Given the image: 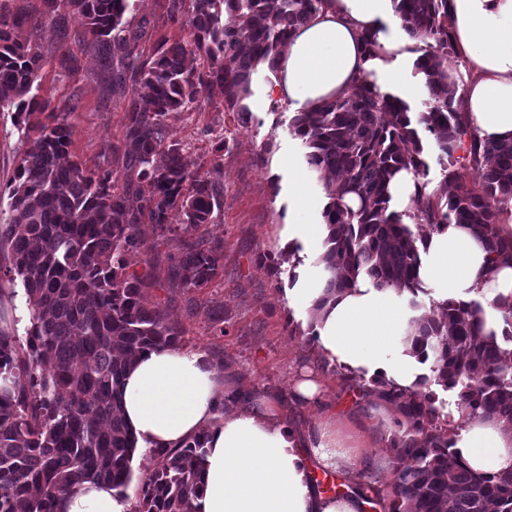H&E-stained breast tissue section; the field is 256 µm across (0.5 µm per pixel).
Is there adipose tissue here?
I'll return each mask as SVG.
<instances>
[{
    "label": "adipose tissue",
    "instance_id": "ef3b65f1",
    "mask_svg": "<svg viewBox=\"0 0 512 512\" xmlns=\"http://www.w3.org/2000/svg\"><path fill=\"white\" fill-rule=\"evenodd\" d=\"M449 12L469 71L459 107L478 139L512 140V0H450ZM395 24L391 0H329L291 38L265 96L309 111L346 94L360 76L390 89L400 79L399 61L413 57L417 46L409 35L390 37L387 30ZM368 31L378 35L370 50L362 41ZM420 248V279L435 297L467 301L485 293V329L500 331L505 310L512 308V264H491L485 243L464 224L431 233ZM318 297V290L304 282L292 301L313 312L323 355L397 386L416 387L424 369L410 345L394 340L401 325L395 290L361 282L320 311ZM280 410L271 398L235 406L204 354L172 347L138 355L121 386V411L138 447L174 448L207 433L193 512H367L364 494L349 489L326 496L311 472L321 468L349 475L364 467V450L375 437L372 424L354 428L325 418L299 431L282 422ZM454 451L475 472L511 470L512 429L495 421L469 422ZM59 512H129V503L110 484L85 481L64 495Z\"/></svg>",
    "mask_w": 512,
    "mask_h": 512
}]
</instances>
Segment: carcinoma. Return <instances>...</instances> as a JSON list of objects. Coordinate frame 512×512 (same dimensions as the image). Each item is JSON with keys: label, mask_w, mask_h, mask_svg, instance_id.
Returning <instances> with one entry per match:
<instances>
[{"label": "carcinoma", "mask_w": 512, "mask_h": 512, "mask_svg": "<svg viewBox=\"0 0 512 512\" xmlns=\"http://www.w3.org/2000/svg\"><path fill=\"white\" fill-rule=\"evenodd\" d=\"M191 2L188 35L162 39L145 53L150 21L126 18L131 0H40L20 18L0 0V109L15 112L21 154L10 183L8 212L0 211V282L23 289L32 311L26 342L0 330V375L28 382L0 389V512H57L60 496L87 480L112 485L124 497L133 478L136 440L120 406L123 378L143 351L182 343V328L157 306L144 303L147 278L129 272L140 249L136 228L156 224H211L218 186L195 174L191 155L166 143L165 121L188 112L203 95H224V109L251 120L244 103L253 80L275 75L281 48L327 0H168L175 22ZM402 29L420 41L415 70L429 97L413 105L357 80L347 94L289 121L293 139L319 174L328 227L315 265L325 278L317 307L364 279L379 289L408 292L418 310L424 237L468 224L483 239L492 262H512V238L501 236L498 205L512 200V141L482 142L455 106L457 79L448 56L457 52L448 0H391ZM53 25L61 43L73 38L101 60L109 98L128 112L126 173L84 168L70 150L67 103L42 117L46 105L33 92L46 63L38 32ZM30 27L20 40L15 30ZM207 70H190V56ZM439 152L441 178L429 171L424 134ZM464 155H456L457 151ZM480 169L467 182L460 169ZM413 173L412 205L394 209L390 182ZM221 246L185 241L178 277L202 288L219 270ZM438 316H414L403 343L430 362L432 377L406 389L374 376L356 385L399 418L390 440L394 478L372 482L373 503L385 512H512V470L486 475L460 463L453 450L463 425L448 420L439 394L455 391L467 420L512 427V309L502 339L483 329L485 306L471 299L433 302ZM206 433L177 448L153 451L156 464L141 487L137 512H191L199 494Z\"/></svg>", "instance_id": "carcinoma-1"}]
</instances>
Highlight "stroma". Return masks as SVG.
I'll list each match as a JSON object with an SVG mask.
<instances>
[{
  "label": "stroma",
  "instance_id": "1",
  "mask_svg": "<svg viewBox=\"0 0 512 512\" xmlns=\"http://www.w3.org/2000/svg\"><path fill=\"white\" fill-rule=\"evenodd\" d=\"M40 37L47 63L38 78L39 97L54 106L75 103L67 122L76 160L88 169L124 174L127 114L124 104L106 99L95 55L72 43L59 45L47 26ZM291 117L286 104L262 102L244 125L236 113L225 111L218 93L201 97L193 111L170 113L168 142L188 150L198 177L220 185V207L214 223L176 236L153 224L139 225L142 246L133 268L151 278L147 303L182 327L184 348L204 352L223 372L225 387L283 398L282 420L295 429L309 427L325 407L357 422L370 419L379 438L371 453L380 462L367 473L387 483L393 478V457L385 439L395 430L397 411L378 398L355 397L341 376L342 365L310 343L309 318L288 304L287 291L295 287L298 273L318 280L315 247L298 242L293 257L281 247L296 205L289 170L303 176L312 197H324L288 131ZM220 140L225 149L219 157L214 145ZM18 148L14 115L0 112V194L9 191ZM188 239L222 247L221 269L202 288L183 287L175 275L181 243ZM305 372L321 380L322 406L287 402L290 381Z\"/></svg>",
  "mask_w": 512,
  "mask_h": 512
}]
</instances>
